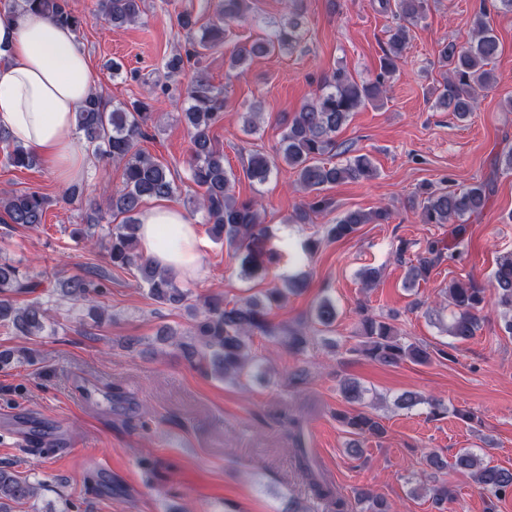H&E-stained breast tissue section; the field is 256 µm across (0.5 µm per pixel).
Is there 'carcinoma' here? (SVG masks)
Wrapping results in <instances>:
<instances>
[{"mask_svg": "<svg viewBox=\"0 0 512 512\" xmlns=\"http://www.w3.org/2000/svg\"><path fill=\"white\" fill-rule=\"evenodd\" d=\"M145 0H96L94 12L113 29L120 30L135 22L144 13ZM215 9L205 27L198 26V19L189 12L178 16V25L185 31L189 48L185 53L171 54L164 63L167 76L181 74L189 64L199 65L207 51L224 43L226 26L241 21H252L250 0H213ZM302 0H289L288 13L278 21H260L265 32L252 41L235 46L229 58L232 70L245 71L256 56L276 52H293L302 43L305 17ZM400 22L389 29L387 48L380 58L379 73L371 81L357 82L344 70L338 69L323 82L319 94L304 103L293 118L284 124L277 156L286 166L295 170L296 186L307 195V200L296 209L290 221L305 224L310 215L326 210L330 202L320 196L327 185L348 180H369L377 175L371 159L365 155L348 157L340 163L324 161L325 155H345L350 149L336 142V133L348 122L352 112L374 103L387 93L389 81L396 74L411 39V26L423 17L426 0H396ZM20 8L38 10L58 25L77 32L83 20L72 12L66 0H14L8 12ZM500 43L486 21V11L475 15L468 36L451 40L439 52L443 68L438 87L437 105L466 120L474 110L476 90L494 81L488 66L498 56ZM189 106L185 118L191 140L190 180L201 193L200 206L206 212L208 233L216 241L228 245L239 261L240 273L251 278L265 270V237L261 224L258 202L238 199L232 193L235 175L224 166V150L210 137L211 127L218 121L224 106V90L215 87L202 73L185 88ZM151 113L141 103L130 106L119 104L112 108L93 94L76 113L77 128L83 133L86 144L95 154L123 164V184L115 189H105L103 195L108 211L123 217L122 223L113 224L100 238L112 266L138 270L151 297L172 309L189 308V290L178 285L177 279L154 265L139 247L137 230L142 204L148 199H169L175 196L178 186L170 171L136 150L139 140L146 137L145 127ZM0 142L5 143V158L13 166L28 168L36 157L20 145L10 142V136L0 130ZM272 172L267 157L257 153L251 156L246 175L259 183L268 180ZM420 220L423 224H455L456 234L464 227L459 222L464 217L481 212L488 200V184L476 182L457 191L451 187L424 186L418 192ZM49 199L37 192H16L0 199V212L11 224L36 226L44 223ZM391 211L378 207L371 211H351L328 225L327 238L338 240L355 233L363 224H385ZM444 253L430 245L428 255L421 257L407 269L405 285L411 286L427 277L440 262ZM308 282L303 277H290L284 288H271L261 298L254 297L233 304L224 298L212 296L205 303L204 311L193 326V341L182 342L180 347L190 360L206 363L211 371L224 379L235 380L248 370L261 365L253 351L252 337L260 334L281 337L288 350L302 353L309 347L312 337L300 327L276 325L268 320L267 308L279 303L290 291L301 292ZM36 284L19 267L0 261V325L12 326L25 336H40L49 321L43 303L32 300L21 306L14 303L10 294L18 293ZM103 285L90 275L73 276L57 289L59 299L72 305L90 304V310L100 311L93 304L94 295L102 293ZM491 299L503 310L505 329L512 332V254L497 262L490 283ZM484 288L471 280L454 281L448 285V303L452 307L447 332L463 342L473 338L479 329L481 312L487 299ZM336 304L329 298L321 299L313 308L311 322L328 328L336 322ZM379 320L365 312L357 311L358 342L355 350L385 366H395L406 360L415 363L430 361V352L407 342L393 324ZM340 393L349 404L363 401L366 389L355 379L340 383ZM336 419L350 429L352 439L348 452L360 456L364 452L362 440L368 435L383 434L378 418L362 410H340ZM297 441L294 456L306 479L312 498L326 504L331 512H351L352 504L341 494L325 475L319 463L304 448L303 424L299 417L288 419ZM426 466L436 472L448 468L470 476L478 489L489 498L499 499L512 495V470L490 465L469 448L461 449L453 463H448L437 453L429 454ZM40 484L18 477L8 466L0 467V512H13L17 504L38 495ZM361 512H389V505L379 497L365 492L357 495Z\"/></svg>", "mask_w": 512, "mask_h": 512, "instance_id": "carcinoma-1", "label": "carcinoma"}]
</instances>
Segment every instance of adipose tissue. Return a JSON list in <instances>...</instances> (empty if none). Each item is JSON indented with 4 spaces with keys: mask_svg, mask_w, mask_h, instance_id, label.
<instances>
[{
    "mask_svg": "<svg viewBox=\"0 0 512 512\" xmlns=\"http://www.w3.org/2000/svg\"><path fill=\"white\" fill-rule=\"evenodd\" d=\"M94 84L71 29L33 11L0 17V127L65 185L81 180L90 164L75 117ZM138 237L144 255L159 268L180 279L198 276L195 226L178 207L143 210Z\"/></svg>",
    "mask_w": 512,
    "mask_h": 512,
    "instance_id": "obj_1",
    "label": "adipose tissue"
}]
</instances>
